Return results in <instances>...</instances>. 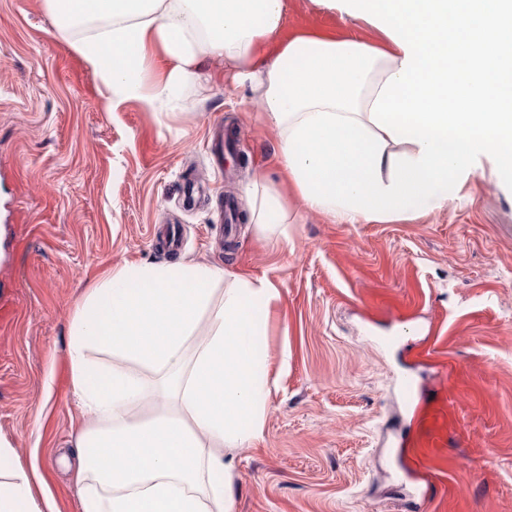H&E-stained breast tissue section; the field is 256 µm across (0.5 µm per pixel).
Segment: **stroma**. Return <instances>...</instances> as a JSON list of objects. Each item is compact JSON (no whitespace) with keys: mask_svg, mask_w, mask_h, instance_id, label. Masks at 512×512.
<instances>
[{"mask_svg":"<svg viewBox=\"0 0 512 512\" xmlns=\"http://www.w3.org/2000/svg\"><path fill=\"white\" fill-rule=\"evenodd\" d=\"M287 2L284 36L381 41L363 19ZM75 38L45 0H0V298L15 309L0 328V437L60 512H78L74 305L106 270L178 253L281 294L264 436L232 452L235 512H512V185L483 169L443 210L333 223L288 194L276 136L223 62L155 111L113 107ZM228 123L241 160L222 166L211 144ZM258 172L288 195V239L249 222ZM156 224L180 227L179 252L155 243Z\"/></svg>","mask_w":512,"mask_h":512,"instance_id":"obj_1","label":"stroma"}]
</instances>
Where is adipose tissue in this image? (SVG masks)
I'll list each match as a JSON object with an SVG mask.
<instances>
[{
    "instance_id": "1",
    "label": "adipose tissue",
    "mask_w": 512,
    "mask_h": 512,
    "mask_svg": "<svg viewBox=\"0 0 512 512\" xmlns=\"http://www.w3.org/2000/svg\"><path fill=\"white\" fill-rule=\"evenodd\" d=\"M323 2L367 20L384 47L296 36L264 53L286 0H47L110 101L154 108L223 60L260 100L291 191L338 223L443 209L486 165L512 182V0ZM246 196L259 235L287 236L282 196L262 174ZM279 300L268 282L182 258L117 266L88 289L67 349L79 512H234L227 452L264 434V336ZM93 349L111 369L91 363ZM2 459L0 512H58L0 440Z\"/></svg>"
}]
</instances>
